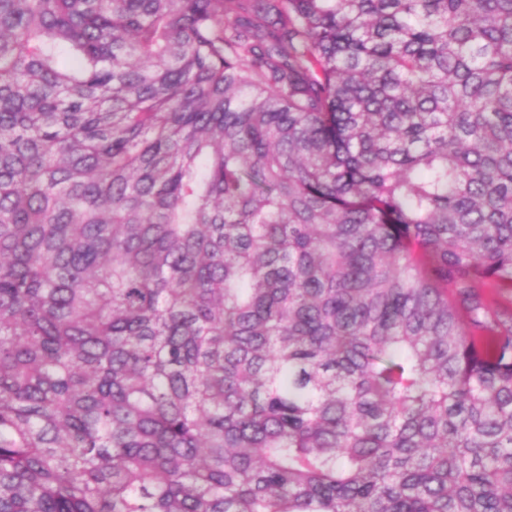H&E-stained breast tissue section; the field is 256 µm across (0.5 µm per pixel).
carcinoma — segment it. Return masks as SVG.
Returning <instances> with one entry per match:
<instances>
[{
  "label": "carcinoma",
  "mask_w": 512,
  "mask_h": 512,
  "mask_svg": "<svg viewBox=\"0 0 512 512\" xmlns=\"http://www.w3.org/2000/svg\"><path fill=\"white\" fill-rule=\"evenodd\" d=\"M512 0H0V512H512Z\"/></svg>",
  "instance_id": "cac0c4a2"
}]
</instances>
